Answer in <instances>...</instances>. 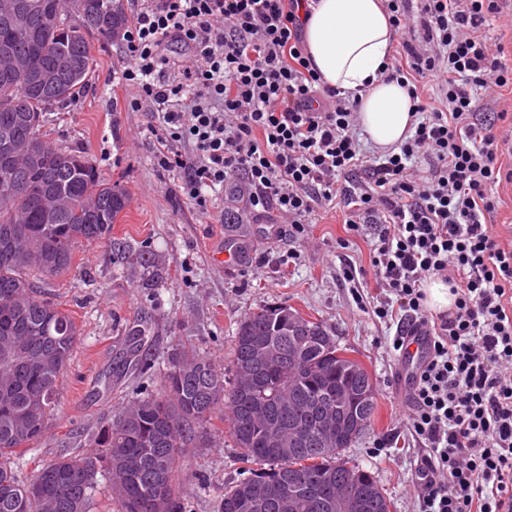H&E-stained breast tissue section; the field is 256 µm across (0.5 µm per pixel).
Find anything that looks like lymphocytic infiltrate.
<instances>
[{
  "instance_id": "obj_1",
  "label": "lymphocytic infiltrate",
  "mask_w": 512,
  "mask_h": 512,
  "mask_svg": "<svg viewBox=\"0 0 512 512\" xmlns=\"http://www.w3.org/2000/svg\"><path fill=\"white\" fill-rule=\"evenodd\" d=\"M399 37L389 78H439L413 92L414 133L397 151L367 155L360 101L325 86L307 53L306 0H140L121 38L132 102L152 108L154 160L178 172L201 215L213 193L243 178L251 213L294 229L344 203L350 231L371 239L395 323L390 350L430 340L408 395L404 426L424 454L414 471L417 512H512V239L487 217L512 183L500 141L512 65L486 29L499 0H383ZM189 53L175 66L168 43ZM438 277L449 312L423 306Z\"/></svg>"
}]
</instances>
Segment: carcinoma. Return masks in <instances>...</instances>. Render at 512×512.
<instances>
[{
    "mask_svg": "<svg viewBox=\"0 0 512 512\" xmlns=\"http://www.w3.org/2000/svg\"><path fill=\"white\" fill-rule=\"evenodd\" d=\"M25 27L0 15V39H7L26 76L4 77L0 62V100L14 109L0 112V134L12 144L10 178L0 171V512H90L98 474H109L111 495L124 512H184L177 492L181 457L197 429L224 408V419L248 476L237 481L220 512H248L238 506L248 485L275 488L303 477L311 484L295 496L299 508L272 500L262 512H340L336 486H350L368 497L365 512H390L391 502L372 474L350 466L342 450L372 425L375 402L345 412L340 438L320 441L317 425L336 423V399L344 389L375 392L366 368L337 347L326 327L286 306L264 307L236 328L234 378L224 393V374L187 352L172 358L160 390L136 392L100 441L106 454L81 451L37 466L40 495L10 464L48 432L57 384L71 358L79 330L59 304L40 297L29 274L54 276L73 263L74 247L112 237V224L127 205V194L104 180L77 150L58 148L42 132L45 113L77 103L93 68L89 37L112 38L128 19L120 0H28ZM77 20H72V17ZM64 55L69 68L52 87L34 74ZM155 267L154 254L125 247L113 252L116 264L130 259ZM308 328L299 341L288 316ZM272 340L283 355L267 362L258 346ZM291 439L288 451L279 440Z\"/></svg>",
    "mask_w": 512,
    "mask_h": 512,
    "instance_id": "cac0c4a2",
    "label": "carcinoma"
}]
</instances>
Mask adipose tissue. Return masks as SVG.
Masks as SVG:
<instances>
[{
  "mask_svg": "<svg viewBox=\"0 0 512 512\" xmlns=\"http://www.w3.org/2000/svg\"><path fill=\"white\" fill-rule=\"evenodd\" d=\"M396 31L381 0H311L306 48L323 82L360 97V124L379 151L411 134L413 100L386 76Z\"/></svg>",
  "mask_w": 512,
  "mask_h": 512,
  "instance_id": "adipose-tissue-1",
  "label": "adipose tissue"
}]
</instances>
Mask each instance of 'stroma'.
Instances as JSON below:
<instances>
[{
	"instance_id": "stroma-1",
	"label": "stroma",
	"mask_w": 512,
	"mask_h": 512,
	"mask_svg": "<svg viewBox=\"0 0 512 512\" xmlns=\"http://www.w3.org/2000/svg\"><path fill=\"white\" fill-rule=\"evenodd\" d=\"M91 45L94 66L78 105L51 112L45 129L53 145L82 151L106 180L126 189L128 203L111 240L77 244L70 271L37 280L39 291L70 313L79 336L47 435L14 460L19 477L31 478L38 460L94 450L133 392L156 390L182 348L232 380L237 325L261 306L282 305L320 320L371 374L374 421L344 455L372 472L391 512H416L411 474L422 450L396 432L407 396L396 380L398 358L385 343L394 330L372 313L384 292L368 272L370 239L350 232L339 209L318 211L301 233L252 220L231 190L209 216L199 215L182 196L179 175L154 163L150 106L132 109L124 88L112 84L125 58L121 37H96ZM116 244L149 246L156 273L114 264ZM223 248L236 254L232 269L216 258ZM348 268L357 272L354 281L344 278ZM139 319L147 322L140 351L154 364L145 375L130 357L128 329ZM240 453L227 422L216 417L186 445L179 484L186 512H219L226 489L241 478Z\"/></svg>"
}]
</instances>
